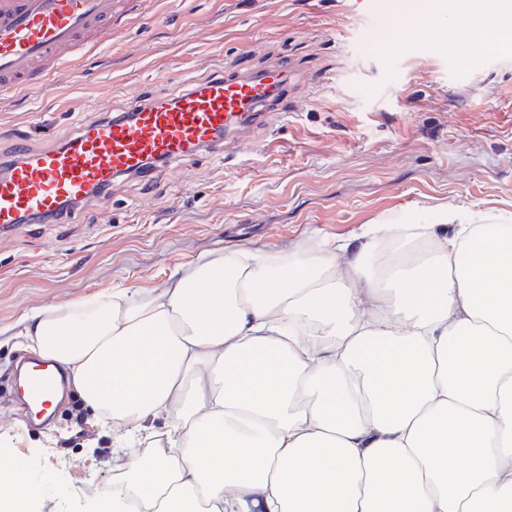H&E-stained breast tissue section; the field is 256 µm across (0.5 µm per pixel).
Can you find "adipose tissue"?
<instances>
[{
	"instance_id": "ef3b65f1",
	"label": "adipose tissue",
	"mask_w": 512,
	"mask_h": 512,
	"mask_svg": "<svg viewBox=\"0 0 512 512\" xmlns=\"http://www.w3.org/2000/svg\"><path fill=\"white\" fill-rule=\"evenodd\" d=\"M476 16L512 51V0H424L412 34ZM358 254L202 257L24 315L40 361L127 445L95 512H512V225L370 224ZM163 422L167 450L136 446ZM41 495L0 470V512Z\"/></svg>"
}]
</instances>
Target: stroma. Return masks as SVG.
I'll use <instances>...</instances> for the list:
<instances>
[{
	"instance_id": "obj_1",
	"label": "stroma",
	"mask_w": 512,
	"mask_h": 512,
	"mask_svg": "<svg viewBox=\"0 0 512 512\" xmlns=\"http://www.w3.org/2000/svg\"><path fill=\"white\" fill-rule=\"evenodd\" d=\"M374 34L355 0H124L112 41L47 87L0 98V153L13 130L34 148L81 123L206 79L224 56L259 69L299 63L283 124L251 153H200L121 180L106 203L66 221L0 231V466L22 459L43 488L26 512H88L107 495L126 448L66 392L51 424L31 427L16 393L31 351L19 320L115 288L144 295L202 256L242 248L295 255L369 224H436L442 207L512 215V54L394 19Z\"/></svg>"
}]
</instances>
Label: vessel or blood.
I'll use <instances>...</instances> for the list:
<instances>
[{
  "mask_svg": "<svg viewBox=\"0 0 512 512\" xmlns=\"http://www.w3.org/2000/svg\"><path fill=\"white\" fill-rule=\"evenodd\" d=\"M118 0H0V92L55 79L79 54L112 37ZM291 72L282 59L259 70L228 58L221 76L141 103L132 116L84 123L63 144L12 143L14 163L0 171V230L55 223L119 179L145 177L153 164L176 165L200 153L250 152L259 131L283 122ZM52 372L27 386L39 410L50 405Z\"/></svg>",
  "mask_w": 512,
  "mask_h": 512,
  "instance_id": "vessel-or-blood-1",
  "label": "vessel or blood"
}]
</instances>
